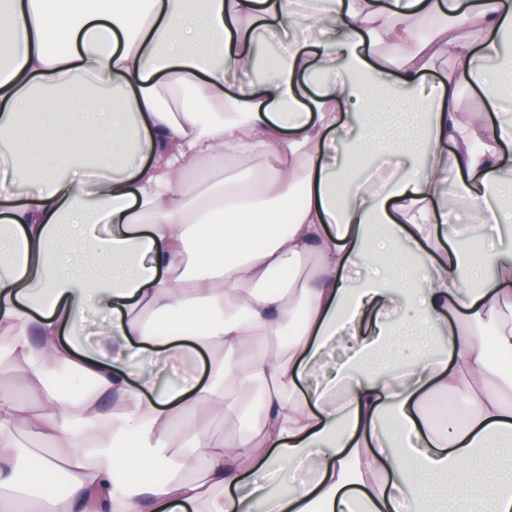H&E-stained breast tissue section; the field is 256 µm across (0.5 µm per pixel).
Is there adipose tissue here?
<instances>
[{
    "mask_svg": "<svg viewBox=\"0 0 512 512\" xmlns=\"http://www.w3.org/2000/svg\"><path fill=\"white\" fill-rule=\"evenodd\" d=\"M195 2L0 0V512H512V0Z\"/></svg>",
    "mask_w": 512,
    "mask_h": 512,
    "instance_id": "1",
    "label": "adipose tissue"
}]
</instances>
